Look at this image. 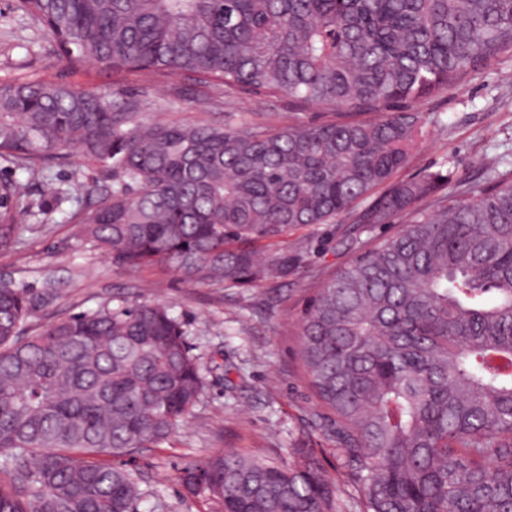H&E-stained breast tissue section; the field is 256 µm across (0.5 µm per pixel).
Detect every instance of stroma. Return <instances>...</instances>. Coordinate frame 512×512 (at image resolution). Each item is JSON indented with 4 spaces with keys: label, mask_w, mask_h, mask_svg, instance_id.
<instances>
[{
    "label": "stroma",
    "mask_w": 512,
    "mask_h": 512,
    "mask_svg": "<svg viewBox=\"0 0 512 512\" xmlns=\"http://www.w3.org/2000/svg\"><path fill=\"white\" fill-rule=\"evenodd\" d=\"M506 71L512 72L508 54L461 84L406 104V111L423 113L429 129L409 173L445 170L453 189L483 180L476 157L512 160V88L501 81ZM35 79L135 95L144 103L145 118L165 123L257 129L279 125L287 116L305 124L337 119L334 110L285 96L266 99L258 108L248 94L183 75L69 69L19 0H0V84ZM51 176L72 186L102 178L103 172L71 148L54 161ZM72 208L68 201H46L34 222L23 227L21 254L0 250V277L34 292L49 285L59 292L54 305L30 319V327L106 302L158 301L183 323L206 382L175 433L121 457L146 494L139 512H220L217 501L186 493L179 475L186 466L227 450L260 449L270 460L285 464L292 449L311 448L329 476H337L334 417L321 412L298 360L300 318L328 274L355 250L394 233V226L358 224L348 213L332 224L298 229L288 244L306 248L309 262L297 275L248 288H222L179 281L163 264L125 270L111 256L81 242L80 225L69 220Z\"/></svg>",
    "instance_id": "obj_1"
}]
</instances>
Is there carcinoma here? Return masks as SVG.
<instances>
[{
    "instance_id": "cac0c4a2",
    "label": "carcinoma",
    "mask_w": 512,
    "mask_h": 512,
    "mask_svg": "<svg viewBox=\"0 0 512 512\" xmlns=\"http://www.w3.org/2000/svg\"><path fill=\"white\" fill-rule=\"evenodd\" d=\"M73 70L189 74L372 121L273 129L150 123L136 98L33 80L0 85V165L42 175L75 147L108 186L71 219L128 270L168 265L236 288L307 265L285 244L359 204L406 222L308 300L300 359L336 420L340 483L306 448L284 466L235 451L181 475L222 512H512V168L440 197L448 174L397 180L427 98L512 52V0H21ZM29 185L0 177V250L20 251ZM0 280V512H139L101 461L166 439L204 391L183 323L158 303L69 315Z\"/></svg>"
}]
</instances>
